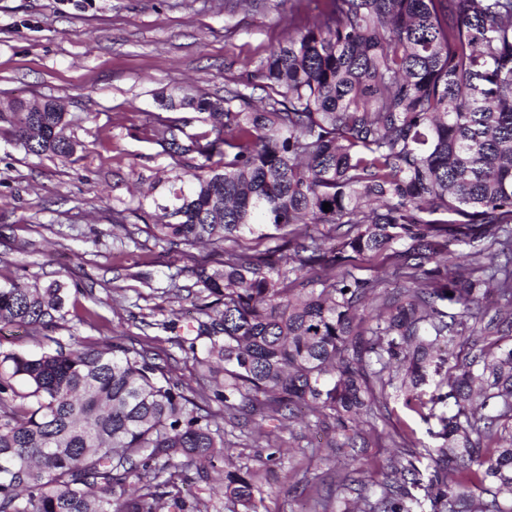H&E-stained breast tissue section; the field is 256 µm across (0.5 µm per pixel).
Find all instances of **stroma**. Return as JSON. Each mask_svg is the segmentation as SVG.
Segmentation results:
<instances>
[{
	"instance_id": "stroma-1",
	"label": "stroma",
	"mask_w": 512,
	"mask_h": 512,
	"mask_svg": "<svg viewBox=\"0 0 512 512\" xmlns=\"http://www.w3.org/2000/svg\"><path fill=\"white\" fill-rule=\"evenodd\" d=\"M290 0L260 7L240 0H0V103L62 101L67 135L82 145L70 161L33 156L0 122V285L65 283L64 317L50 328L0 330V348L38 353L137 340L167 356L174 379L212 392L200 353L188 346L199 298L196 268L211 250L169 247L127 227L158 224L138 200L165 191L177 162L151 140L157 120L187 132L209 113L167 109L169 94L223 100L288 32ZM176 329H167V322ZM218 418L234 463L255 473L258 512H312L329 496L348 449L321 445L333 419L276 426L263 400ZM384 439L364 449L366 481L383 480L396 448L397 418L378 419Z\"/></svg>"
}]
</instances>
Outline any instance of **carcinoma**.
<instances>
[{
    "instance_id": "carcinoma-1",
    "label": "carcinoma",
    "mask_w": 512,
    "mask_h": 512,
    "mask_svg": "<svg viewBox=\"0 0 512 512\" xmlns=\"http://www.w3.org/2000/svg\"><path fill=\"white\" fill-rule=\"evenodd\" d=\"M319 2L311 16L296 0L288 38L224 89V111L168 99L219 124L153 129L187 164L153 200L168 221L142 232L212 246L197 338L222 382L190 397L134 342L0 350V512H204L188 482L257 512L210 402L233 420L260 395L273 419L304 406L336 421L343 512H512L498 500L512 490V0ZM0 121L28 154L79 147L51 100ZM380 257L396 261L392 290L359 274ZM66 299L57 280L0 287V326L52 327ZM457 339L452 359L439 343ZM392 401L440 444L425 479L404 424L400 479L370 490L355 474L382 436L350 424Z\"/></svg>"
}]
</instances>
